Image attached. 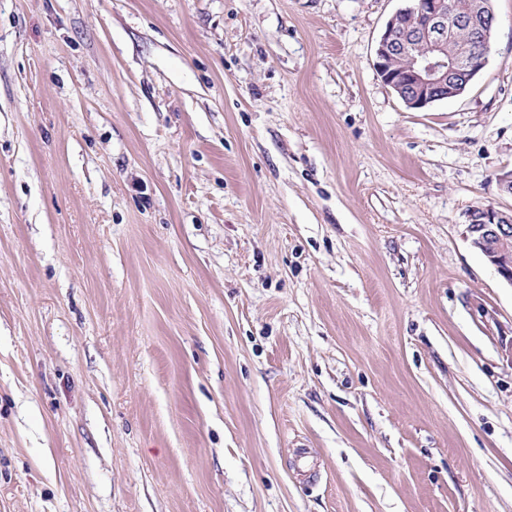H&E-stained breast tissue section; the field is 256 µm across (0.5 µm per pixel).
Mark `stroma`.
<instances>
[{"instance_id":"1","label":"stroma","mask_w":512,"mask_h":512,"mask_svg":"<svg viewBox=\"0 0 512 512\" xmlns=\"http://www.w3.org/2000/svg\"><path fill=\"white\" fill-rule=\"evenodd\" d=\"M406 0H0V512H512V0L408 109ZM463 226L472 247L512 287V209L475 207L467 214Z\"/></svg>"}]
</instances>
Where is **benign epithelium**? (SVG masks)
Listing matches in <instances>:
<instances>
[{
	"instance_id": "obj_1",
	"label": "benign epithelium",
	"mask_w": 512,
	"mask_h": 512,
	"mask_svg": "<svg viewBox=\"0 0 512 512\" xmlns=\"http://www.w3.org/2000/svg\"><path fill=\"white\" fill-rule=\"evenodd\" d=\"M471 11V16H462L460 20L477 29L480 58L476 63L471 60L469 45L451 63L442 55L443 42L453 22L448 0H408L388 20L375 49V69L381 81L406 107L423 110L459 96L482 68L496 24L493 0H477ZM398 29L419 32L431 45L432 53H416L411 56L407 69L392 72L387 68L388 59L410 48L404 38L397 36ZM464 234L472 247L512 286V209L501 210L492 205L472 209L466 216Z\"/></svg>"
}]
</instances>
